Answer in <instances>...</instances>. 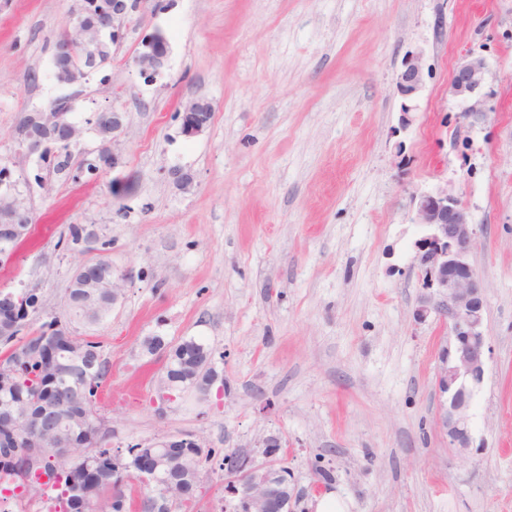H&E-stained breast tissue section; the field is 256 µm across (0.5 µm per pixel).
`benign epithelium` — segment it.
Wrapping results in <instances>:
<instances>
[{"label":"benign epithelium","mask_w":512,"mask_h":512,"mask_svg":"<svg viewBox=\"0 0 512 512\" xmlns=\"http://www.w3.org/2000/svg\"><path fill=\"white\" fill-rule=\"evenodd\" d=\"M129 22L127 0H112V9L88 25L75 13L65 24V38L55 43L54 57L68 60L77 47H88L102 37L116 33ZM169 55L166 38L155 35L149 51L138 56L135 64L145 81L151 83L165 67ZM486 73V62L479 56L468 55L455 68L450 82L453 96L468 103L471 117L483 115V100L479 95ZM423 85L421 54L406 55L396 77V89L404 99L402 112L412 111L413 101ZM206 103L196 102L180 113L184 135L195 136L205 129L198 109ZM124 113L112 109L98 127L100 144L93 151L91 163L107 171L117 167L120 156L114 150L124 132ZM64 129L65 141L77 143L81 130L67 123L62 111L30 112L23 115L18 134L25 142L27 154L42 153L44 140L55 129ZM415 221L431 228L420 242L423 289L420 305L415 310L419 321L435 316L448 327V336L436 354L434 378L439 403L435 414L437 429L448 437V447L463 457L474 445L471 430V408L476 393L485 378L490 346L485 332V302L482 284L470 262L476 245L477 229L467 209L448 189L441 188L417 198ZM27 221L16 210L15 203L0 196V234L22 236ZM55 435L58 429L57 406L46 403L32 419L23 420L13 409L0 410V430L17 439L20 429ZM264 461L247 452H232L224 456V484L228 498L225 512H297L303 494L288 479V470L275 455L280 448L278 438L263 440ZM137 482L148 490L153 512H173L179 492L175 484L182 473L164 460L149 458L143 469L136 471Z\"/></svg>","instance_id":"benign-epithelium-1"}]
</instances>
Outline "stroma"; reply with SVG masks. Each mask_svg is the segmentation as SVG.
<instances>
[{"mask_svg":"<svg viewBox=\"0 0 512 512\" xmlns=\"http://www.w3.org/2000/svg\"><path fill=\"white\" fill-rule=\"evenodd\" d=\"M159 2L72 86L52 63L72 0H0V168L33 218L0 288L37 286L32 320L47 321L80 259L60 234L93 224L111 239L122 295L82 332L109 362L97 408L113 447L190 435L258 456L273 435L310 502L332 490L347 512H512V0ZM157 31L170 53L148 83L134 58ZM411 52L424 82L405 113L395 77ZM468 54L487 65L479 121L448 91ZM72 93L76 122L126 114L119 165L86 184L42 176L17 134ZM194 99L213 118L187 137L176 114ZM442 186L480 228L470 261L491 346L471 408L485 446L465 459L434 426L448 331L414 319V199ZM153 335L202 340L220 381L163 398L166 357L141 349ZM205 469L179 512H224V472Z\"/></svg>","mask_w":512,"mask_h":512,"instance_id":"35a3bbf8","label":"stroma"}]
</instances>
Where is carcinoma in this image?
Returning <instances> with one entry per match:
<instances>
[{
    "instance_id": "carcinoma-1",
    "label": "carcinoma",
    "mask_w": 512,
    "mask_h": 512,
    "mask_svg": "<svg viewBox=\"0 0 512 512\" xmlns=\"http://www.w3.org/2000/svg\"><path fill=\"white\" fill-rule=\"evenodd\" d=\"M82 17L87 23L95 21L106 11L112 0H75ZM115 40L107 39L96 53L77 52L74 69L82 72L80 78L102 67L112 59V45ZM56 150L52 167L48 173L67 181L78 183L83 178L92 179L96 174L88 168H72L68 153L60 151V145L51 142ZM80 239V227L72 224L67 234L60 235L57 245L67 251L84 253L77 247ZM120 289L103 288L88 297V289L77 287L75 278H70L66 290L64 313L53 316L41 323L29 337L22 329H14L0 335V345L12 343L27 349L18 356L12 354L5 358L13 370V386L10 389L14 402L20 407V415L27 416L38 410L40 402L45 399L43 385L48 374L44 367L47 358L39 347L41 336L48 332L59 336L58 353L79 355L85 360H94L96 365L88 373H79L68 381L76 388H83L80 395L67 396L58 400L61 412L67 417L63 439L47 438L32 446L23 441L18 448L0 446V478L15 477V467L26 465L32 474L45 475L48 481L58 487L57 499L62 504L61 512H113L112 499L125 496L122 489L124 476L129 471H118L113 459L116 449L109 439L98 434L97 420L99 413L96 405L98 390L107 376L106 361L102 358L99 342L82 336L70 328L72 323L97 324L112 314V307L118 297L112 293ZM143 349L150 355L167 351V361L177 363L175 368L165 369L161 385L173 386L178 391L197 388L189 380L194 374H210L213 367L212 351L201 340L189 337L181 340L172 349H167L161 336H147L142 341ZM172 452L185 457L188 468L186 481L181 488V501L188 503L202 487L205 472L201 466L200 449L194 447L174 448Z\"/></svg>"
}]
</instances>
